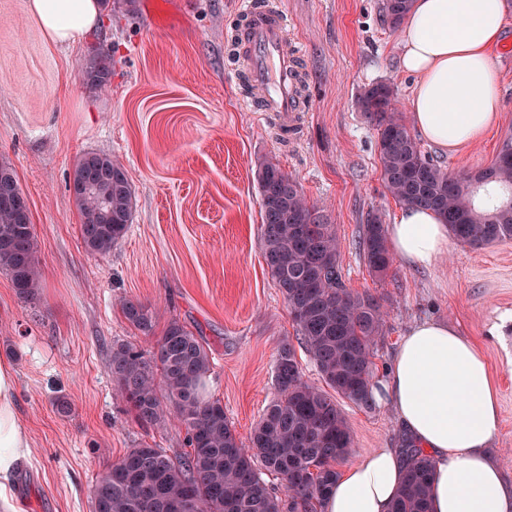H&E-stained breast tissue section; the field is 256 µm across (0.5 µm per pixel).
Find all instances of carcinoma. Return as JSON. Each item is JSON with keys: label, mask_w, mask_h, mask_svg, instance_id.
I'll use <instances>...</instances> for the list:
<instances>
[{"label": "carcinoma", "mask_w": 512, "mask_h": 512, "mask_svg": "<svg viewBox=\"0 0 512 512\" xmlns=\"http://www.w3.org/2000/svg\"><path fill=\"white\" fill-rule=\"evenodd\" d=\"M411 2L383 0L392 29L402 25ZM82 73L87 86L106 87L112 77L110 55L92 50ZM357 108L376 123L382 177L396 202L434 211L454 238L474 249L512 239L511 136L492 163L493 179L477 184L473 172L452 175L421 150L398 117L389 84L364 89ZM73 182L90 185L74 198L82 216L83 244L88 252L104 255L131 224L127 173L110 155L91 151L78 160ZM257 182L264 260L298 340L326 387L306 380L293 345L281 343L275 365L278 396L245 445L224 406L203 396L210 356L182 324L169 322L149 359L131 344L116 345L110 371L119 395L140 421L157 423L165 418L158 396V384H163L186 428L190 451L175 461L148 443L129 449L92 486L93 500L104 499L106 512H323L325 497L339 477L336 465L352 442L335 396L364 410L375 408L372 358L383 334L380 300L346 287L332 225L323 223L295 179L262 159ZM18 212L0 205V271L19 296L32 299L40 288L33 224L22 223ZM360 249L374 276L388 274L393 258L382 218L367 219ZM122 311L135 328L152 330L146 306L127 300ZM400 451L408 468L391 512H431L433 460L408 437ZM263 470L283 481L285 498L271 494Z\"/></svg>", "instance_id": "carcinoma-1"}]
</instances>
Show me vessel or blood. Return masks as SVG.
I'll list each match as a JSON object with an SVG mask.
<instances>
[{"label": "vessel or blood", "mask_w": 512, "mask_h": 512, "mask_svg": "<svg viewBox=\"0 0 512 512\" xmlns=\"http://www.w3.org/2000/svg\"><path fill=\"white\" fill-rule=\"evenodd\" d=\"M230 41L243 62L237 78L254 112L272 113L291 129L306 109L300 50L288 37V17L276 0H243Z\"/></svg>", "instance_id": "b4317fda"}]
</instances>
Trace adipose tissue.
I'll return each instance as SVG.
<instances>
[{"mask_svg": "<svg viewBox=\"0 0 512 512\" xmlns=\"http://www.w3.org/2000/svg\"><path fill=\"white\" fill-rule=\"evenodd\" d=\"M53 44L96 28L100 0H29ZM505 0H413L401 35L402 69L414 76L410 122L428 142L456 149L481 136L501 108L490 51L505 36ZM397 257L430 268L448 249V227L432 210L403 208L388 227ZM375 397L435 462L432 512H512V485L490 453L500 409L475 346L442 320L413 324ZM13 366L0 362V512H25L13 478L31 454L16 411ZM406 464L395 448H377L339 477L325 512H391Z\"/></svg>", "mask_w": 512, "mask_h": 512, "instance_id": "ef3b65f1", "label": "adipose tissue"}]
</instances>
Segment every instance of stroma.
<instances>
[{
    "label": "stroma",
    "mask_w": 512,
    "mask_h": 512,
    "mask_svg": "<svg viewBox=\"0 0 512 512\" xmlns=\"http://www.w3.org/2000/svg\"><path fill=\"white\" fill-rule=\"evenodd\" d=\"M241 0H118L77 46L47 43L27 0H0V163L28 197L39 259V294L21 298L0 272V361L17 377V413L32 455L14 481L27 512H93L96 477L146 442L173 457L188 450L176 419H136L108 369L112 346L151 356L169 321L210 355L206 396L220 401L242 442L276 397L275 362L297 336L268 272L261 241L257 162L272 159L317 206L338 240L346 286L384 307L373 357L383 377L408 328L445 320L481 350L495 380L500 425L492 450L512 482V240L474 249L449 239L430 268L394 260L372 275L358 241L368 214L393 223L377 130L356 108L384 81L407 110L414 79L399 68L400 32L382 0H278L288 36L303 51L307 110L294 136L243 104L228 31ZM507 41L493 52L502 108L474 142L429 153L449 173L493 163L512 136V0ZM112 57L108 88L83 81L92 48ZM112 155L134 191L132 223L105 255L88 253L67 190L80 157ZM131 299L156 313L150 334L124 317ZM69 402L59 415L56 398ZM352 434V465L399 446L391 410L338 399Z\"/></svg>",
    "instance_id": "1"
}]
</instances>
